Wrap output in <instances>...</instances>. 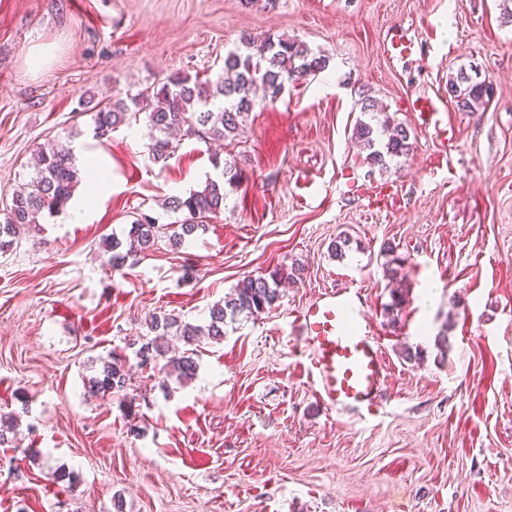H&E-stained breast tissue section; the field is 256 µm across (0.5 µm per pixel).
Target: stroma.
I'll return each mask as SVG.
<instances>
[{
  "label": "stroma",
  "mask_w": 512,
  "mask_h": 512,
  "mask_svg": "<svg viewBox=\"0 0 512 512\" xmlns=\"http://www.w3.org/2000/svg\"><path fill=\"white\" fill-rule=\"evenodd\" d=\"M503 12L502 0H0V209L47 141L112 170L84 220L44 217L0 255V412L29 408L0 447V512H512ZM246 34L299 38L329 64L258 102L235 140L185 136L163 164L144 123L95 137L93 104L175 72L215 77ZM39 44L55 53L34 71ZM463 66L494 82L485 111L448 97ZM363 90L414 143L386 174L352 137ZM227 163L239 182L220 218L110 270L104 237L140 212L176 222L164 199ZM296 265L274 308L203 344L192 382L131 365L130 412L88 392L97 360L148 335L153 314L204 323L239 281ZM331 287L363 289L381 339L377 418L326 410L298 362L289 323ZM396 287L406 301L392 313ZM59 467L74 484L55 481Z\"/></svg>",
  "instance_id": "1"
}]
</instances>
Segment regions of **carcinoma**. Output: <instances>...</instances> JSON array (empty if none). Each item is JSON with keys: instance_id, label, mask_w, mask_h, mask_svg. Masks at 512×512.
I'll list each match as a JSON object with an SVG mask.
<instances>
[{"instance_id": "carcinoma-1", "label": "carcinoma", "mask_w": 512, "mask_h": 512, "mask_svg": "<svg viewBox=\"0 0 512 512\" xmlns=\"http://www.w3.org/2000/svg\"><path fill=\"white\" fill-rule=\"evenodd\" d=\"M328 65L323 54H317L304 42L284 36L246 37L242 47L227 52L224 67L215 78L191 77L176 73L167 77L158 88L129 92L124 98L98 105L94 131L106 138L119 125L144 117L149 130V155L160 163L173 153L172 130L184 131L188 137L211 140H232L246 123L256 106L255 91L262 88L264 98L276 101L286 85L314 76ZM448 95L462 112H483L494 95V86L487 77H474L462 70L448 77ZM361 118L357 119L353 136L366 151L365 161L381 172H388L393 162L409 156L413 147L411 134L402 123L377 119L373 97L362 92ZM225 181H209L202 190L186 195H171L163 207L179 213L182 219L174 224H160L157 218L141 213L131 222L124 237H108L103 248L109 254L108 265L119 271L128 262L155 249L158 242L180 248L187 238L205 229V224L224 211V185H231L238 173L231 165L224 166ZM80 182L79 170L71 147L60 142L49 143L38 150V163L22 187L14 192L3 209L0 220V252L6 253L16 242L20 231L39 224V218L61 212ZM301 275L293 267L286 272L276 268L267 277H247L233 292L211 305L204 324L183 320L174 313L153 316L150 332L154 337L130 343L140 365L151 369L163 366L165 376L180 382L194 379L198 368L194 359L197 347L206 340H224V327L240 316L254 317L275 306L280 298L279 282ZM175 336L187 349L179 352L170 347L165 337ZM127 358L116 350L100 358L96 374L88 379L90 391L103 397L128 398ZM20 416L14 412L0 413V446L12 442Z\"/></svg>"}]
</instances>
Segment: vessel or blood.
Masks as SVG:
<instances>
[{
  "label": "vessel or blood",
  "mask_w": 512,
  "mask_h": 512,
  "mask_svg": "<svg viewBox=\"0 0 512 512\" xmlns=\"http://www.w3.org/2000/svg\"><path fill=\"white\" fill-rule=\"evenodd\" d=\"M300 363L318 402L360 417L383 407L384 352L360 292L329 288L298 310L291 323Z\"/></svg>",
  "instance_id": "obj_1"
}]
</instances>
